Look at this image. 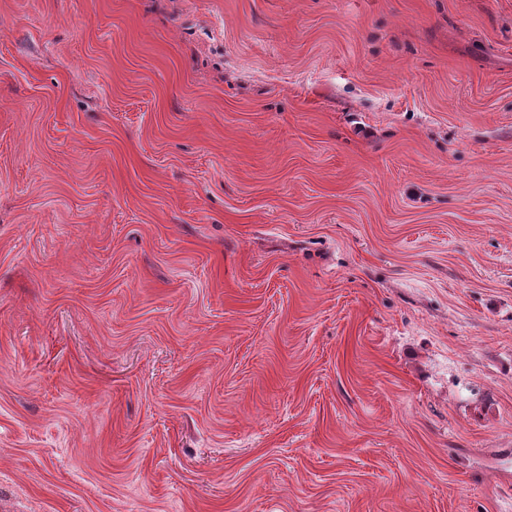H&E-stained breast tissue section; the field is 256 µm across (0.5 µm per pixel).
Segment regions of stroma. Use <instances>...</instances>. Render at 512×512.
Listing matches in <instances>:
<instances>
[{
    "label": "stroma",
    "mask_w": 512,
    "mask_h": 512,
    "mask_svg": "<svg viewBox=\"0 0 512 512\" xmlns=\"http://www.w3.org/2000/svg\"><path fill=\"white\" fill-rule=\"evenodd\" d=\"M0 512H512V0H0Z\"/></svg>",
    "instance_id": "stroma-1"
}]
</instances>
